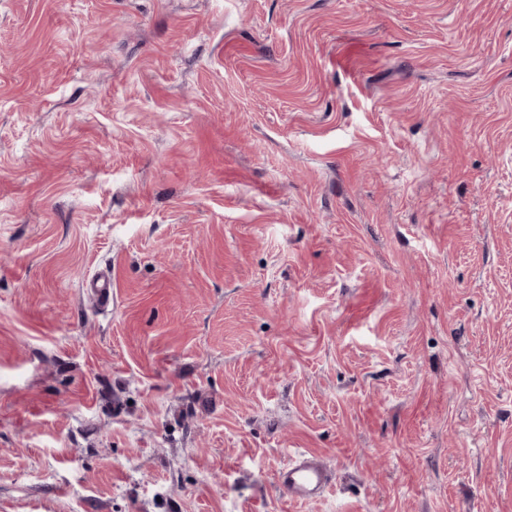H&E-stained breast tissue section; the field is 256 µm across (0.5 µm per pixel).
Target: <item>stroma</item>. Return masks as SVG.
<instances>
[{
  "label": "stroma",
  "mask_w": 512,
  "mask_h": 512,
  "mask_svg": "<svg viewBox=\"0 0 512 512\" xmlns=\"http://www.w3.org/2000/svg\"><path fill=\"white\" fill-rule=\"evenodd\" d=\"M0 512H512V0H0ZM83 288L96 299L100 308H106L112 300V289L109 275L103 270L96 272L85 282ZM275 480L289 500L306 504L321 499L334 485L320 456L309 451L295 452Z\"/></svg>",
  "instance_id": "35a3bbf8"
}]
</instances>
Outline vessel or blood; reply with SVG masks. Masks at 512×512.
Here are the masks:
<instances>
[{"label": "vessel or blood", "instance_id": "obj_1", "mask_svg": "<svg viewBox=\"0 0 512 512\" xmlns=\"http://www.w3.org/2000/svg\"><path fill=\"white\" fill-rule=\"evenodd\" d=\"M85 286L99 307H108L112 289L106 272H96ZM275 480L289 500L306 504L321 499L334 484L320 456L309 451L294 453L288 464L278 471Z\"/></svg>", "mask_w": 512, "mask_h": 512}]
</instances>
